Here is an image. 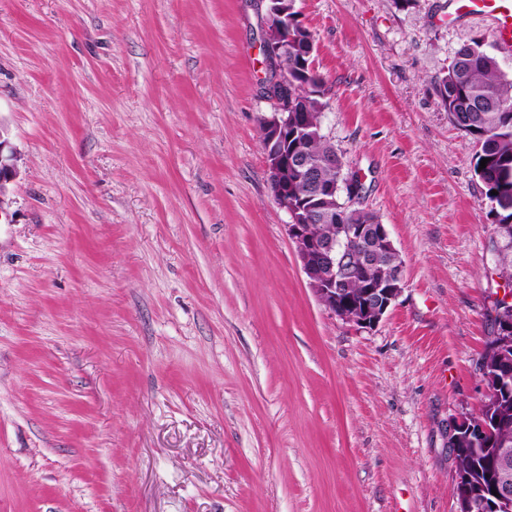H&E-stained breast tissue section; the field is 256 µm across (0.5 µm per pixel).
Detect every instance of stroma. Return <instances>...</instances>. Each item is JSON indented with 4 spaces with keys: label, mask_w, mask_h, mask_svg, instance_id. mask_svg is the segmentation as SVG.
Segmentation results:
<instances>
[{
    "label": "stroma",
    "mask_w": 512,
    "mask_h": 512,
    "mask_svg": "<svg viewBox=\"0 0 512 512\" xmlns=\"http://www.w3.org/2000/svg\"><path fill=\"white\" fill-rule=\"evenodd\" d=\"M296 0L322 131L404 283L313 294L258 119L260 0H0V512H457L498 284L476 146L431 79L488 23ZM7 130L0 123V215L6 212L7 184L17 175V156L4 137Z\"/></svg>",
    "instance_id": "35a3bbf8"
}]
</instances>
